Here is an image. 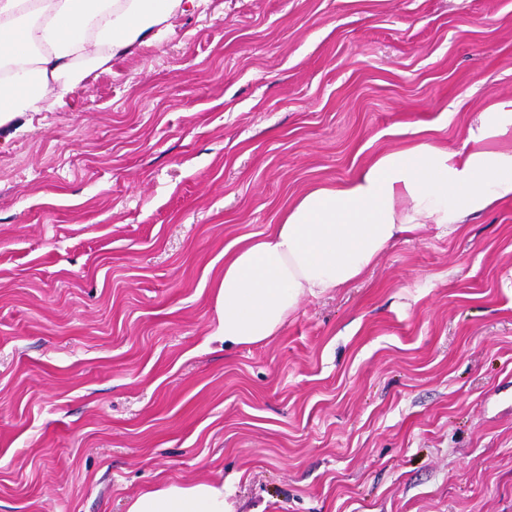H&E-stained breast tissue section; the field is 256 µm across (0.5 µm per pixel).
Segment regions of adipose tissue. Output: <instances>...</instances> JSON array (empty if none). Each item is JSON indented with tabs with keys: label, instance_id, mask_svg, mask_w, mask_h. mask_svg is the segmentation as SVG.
Instances as JSON below:
<instances>
[{
	"label": "adipose tissue",
	"instance_id": "adipose-tissue-1",
	"mask_svg": "<svg viewBox=\"0 0 512 512\" xmlns=\"http://www.w3.org/2000/svg\"><path fill=\"white\" fill-rule=\"evenodd\" d=\"M205 0H0V123L39 111L112 59L149 43ZM374 157L347 180L291 200L270 231L224 250L215 289L226 346L277 335L302 298L359 280L393 241L427 224L453 232L472 215L512 200V101L487 107L466 152L428 127ZM126 512H231L221 483H164L127 502Z\"/></svg>",
	"mask_w": 512,
	"mask_h": 512
}]
</instances>
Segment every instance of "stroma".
<instances>
[{
  "label": "stroma",
  "mask_w": 512,
  "mask_h": 512,
  "mask_svg": "<svg viewBox=\"0 0 512 512\" xmlns=\"http://www.w3.org/2000/svg\"><path fill=\"white\" fill-rule=\"evenodd\" d=\"M512 100V0H206L0 127V512H512V203L425 225L261 346L224 249ZM222 483H163L127 502L126 512H233Z\"/></svg>",
  "instance_id": "stroma-1"
}]
</instances>
